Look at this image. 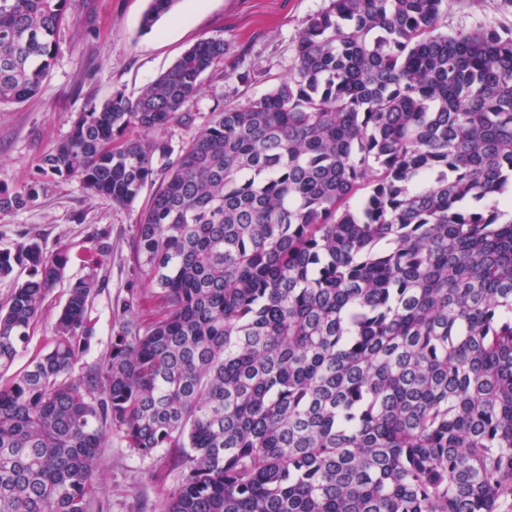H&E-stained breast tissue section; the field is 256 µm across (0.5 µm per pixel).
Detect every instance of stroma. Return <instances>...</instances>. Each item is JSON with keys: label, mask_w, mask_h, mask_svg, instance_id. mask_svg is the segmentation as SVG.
<instances>
[{"label": "stroma", "mask_w": 512, "mask_h": 512, "mask_svg": "<svg viewBox=\"0 0 512 512\" xmlns=\"http://www.w3.org/2000/svg\"><path fill=\"white\" fill-rule=\"evenodd\" d=\"M329 0H177L151 30L141 28L149 0H69L68 20L58 36L55 62L39 94L0 105V190L23 191L43 156L71 131L87 100L104 101L114 92L137 97L202 39L223 37V62L203 76L204 91L188 115L163 133L180 149L211 112L243 106L287 75L295 44L309 19ZM481 25L512 29V0H449L440 30L450 34ZM250 76L241 82L240 73ZM149 200L141 194L128 206L88 197L74 179H55L45 195L24 208L0 213V250L21 236L36 239L44 251L67 247L70 261L62 280L46 299L26 354L12 366L22 370L30 353L41 349L67 299L71 282L88 274L85 255L93 238L104 235L110 249L96 267L102 283L91 313L94 343L84 357L93 364L109 349L116 298L125 296L134 276L133 229ZM108 512H160L177 488L181 468L174 453L143 456L112 436L100 460Z\"/></svg>", "instance_id": "obj_1"}]
</instances>
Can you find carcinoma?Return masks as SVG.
<instances>
[{"instance_id": "cac0c4a2", "label": "carcinoma", "mask_w": 512, "mask_h": 512, "mask_svg": "<svg viewBox=\"0 0 512 512\" xmlns=\"http://www.w3.org/2000/svg\"><path fill=\"white\" fill-rule=\"evenodd\" d=\"M445 2L330 0L288 76L175 156L151 134L224 58L206 38L136 99L89 103L25 192L0 190L2 213L50 177L118 205L160 182L104 359L77 367L92 271L0 382V512H106L114 434L180 458L163 512H512V31L440 33ZM67 5L0 0V105L41 91ZM69 260L33 238L0 251V372Z\"/></svg>"}]
</instances>
